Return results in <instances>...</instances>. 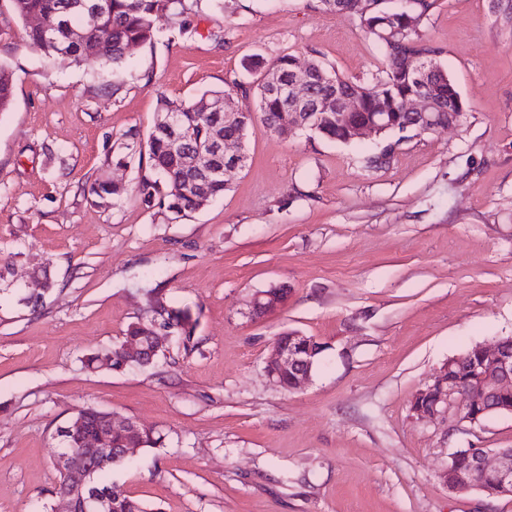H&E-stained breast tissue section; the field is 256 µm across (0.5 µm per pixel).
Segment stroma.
Returning <instances> with one entry per match:
<instances>
[{
    "instance_id": "1",
    "label": "stroma",
    "mask_w": 512,
    "mask_h": 512,
    "mask_svg": "<svg viewBox=\"0 0 512 512\" xmlns=\"http://www.w3.org/2000/svg\"><path fill=\"white\" fill-rule=\"evenodd\" d=\"M310 0H201L193 28L156 21L124 63L55 65L0 33L15 77L0 112V512H52L58 435L92 405L156 437L111 478L151 512H512V495L448 491L458 448H512V415L449 434L411 405L448 358L512 336V16L440 0L423 31L467 105L459 122L384 140L284 137L254 122L223 196L168 221L105 167L122 133L148 137L161 98L246 79L243 61L321 60L366 81L382 46ZM123 192L93 204L99 175ZM49 289H42V282ZM288 290L265 318L253 294ZM161 289L196 323L151 366L91 371ZM39 295L38 307L26 299ZM293 332L322 351L307 384L265 371Z\"/></svg>"
}]
</instances>
